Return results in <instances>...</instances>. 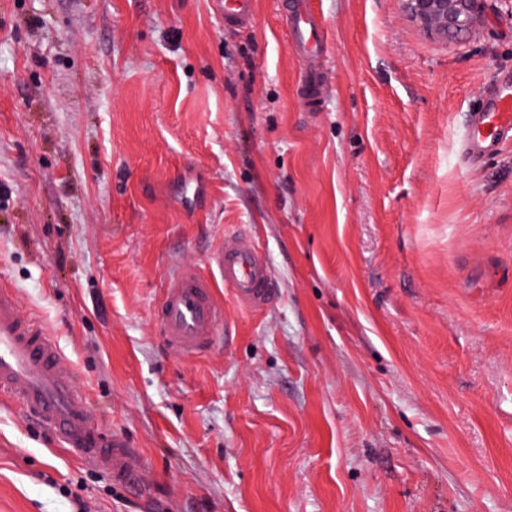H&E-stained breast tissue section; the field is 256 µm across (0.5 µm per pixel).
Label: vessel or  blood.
Returning <instances> with one entry per match:
<instances>
[{"instance_id":"obj_1","label":"vessel or blood","mask_w":512,"mask_h":512,"mask_svg":"<svg viewBox=\"0 0 512 512\" xmlns=\"http://www.w3.org/2000/svg\"><path fill=\"white\" fill-rule=\"evenodd\" d=\"M227 25L241 29L254 23L255 0H219ZM288 43L303 65V87H325L323 56L327 30L323 18L308 0H286ZM512 133V87H502L483 108L471 113L462 148L466 155L484 154ZM212 275L176 266L165 276V288L156 309L162 338L188 355L211 349L224 310L215 299L217 284L230 288L243 308L259 312L275 297L268 264L247 236L225 234L210 256ZM67 364L50 336L36 322L18 314L15 295L0 289V390L7 391L26 413L48 428L71 452L119 477L129 474L127 458L115 450L114 440L100 430L89 411L85 394L66 377Z\"/></svg>"}]
</instances>
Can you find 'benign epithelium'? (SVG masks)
Wrapping results in <instances>:
<instances>
[{
    "label": "benign epithelium",
    "instance_id": "7a95c632",
    "mask_svg": "<svg viewBox=\"0 0 512 512\" xmlns=\"http://www.w3.org/2000/svg\"><path fill=\"white\" fill-rule=\"evenodd\" d=\"M489 0H404L411 17L427 32L446 38L469 33L486 19Z\"/></svg>",
    "mask_w": 512,
    "mask_h": 512
}]
</instances>
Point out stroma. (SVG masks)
Instances as JSON below:
<instances>
[{"label":"stroma","instance_id":"35a3bbf8","mask_svg":"<svg viewBox=\"0 0 512 512\" xmlns=\"http://www.w3.org/2000/svg\"><path fill=\"white\" fill-rule=\"evenodd\" d=\"M0 0V287L41 322L133 480L0 392V512H512V13L428 34L401 0H313L309 103L280 0ZM265 252L229 345L158 334L165 270ZM219 10L224 13V23L241 29L254 23L255 0H217ZM512 133V87L503 86L483 108L472 112L463 134V152L469 156L492 150Z\"/></svg>","mask_w":512,"mask_h":512}]
</instances>
